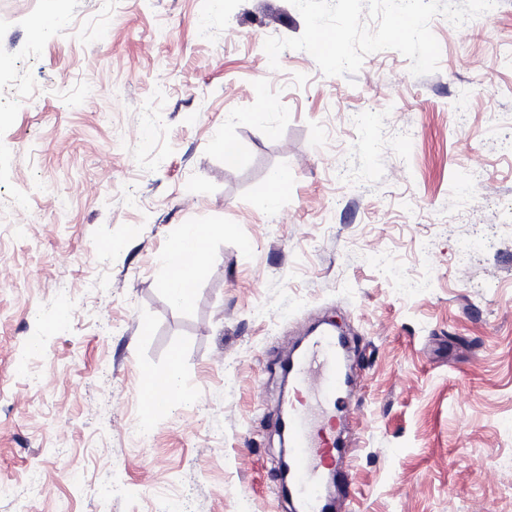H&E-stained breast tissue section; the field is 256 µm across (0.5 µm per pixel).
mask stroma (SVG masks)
Wrapping results in <instances>:
<instances>
[{
	"mask_svg": "<svg viewBox=\"0 0 512 512\" xmlns=\"http://www.w3.org/2000/svg\"><path fill=\"white\" fill-rule=\"evenodd\" d=\"M45 9L0 0V512H290L273 420L319 320L363 377L346 512H512V0L435 16L422 76L394 50L271 70L289 0ZM186 224L224 232L181 308ZM143 409L150 413H159L168 409L171 396L163 385L145 378L143 387Z\"/></svg>",
	"mask_w": 512,
	"mask_h": 512,
	"instance_id": "obj_1",
	"label": "stroma"
}]
</instances>
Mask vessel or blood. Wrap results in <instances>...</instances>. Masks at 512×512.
I'll return each mask as SVG.
<instances>
[{
  "label": "vessel or blood",
  "instance_id": "b4317fda",
  "mask_svg": "<svg viewBox=\"0 0 512 512\" xmlns=\"http://www.w3.org/2000/svg\"><path fill=\"white\" fill-rule=\"evenodd\" d=\"M348 342L325 330L307 337L288 362L292 396L288 411L275 424L288 434V495L294 512H331L333 497H345L346 450L340 449L336 426L345 417L336 408L341 393L357 385L349 372ZM143 408L168 409L171 396L163 385L148 381Z\"/></svg>",
  "mask_w": 512,
  "mask_h": 512
}]
</instances>
